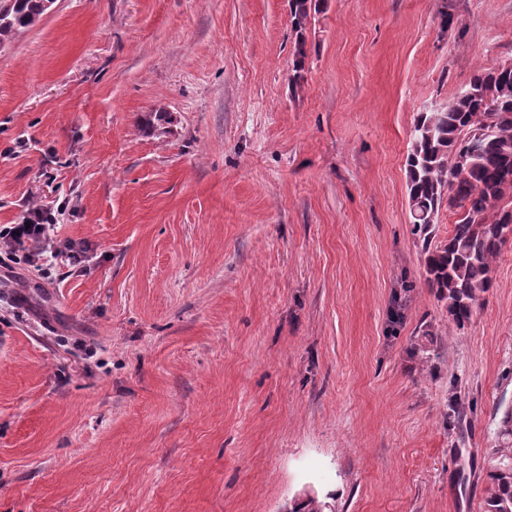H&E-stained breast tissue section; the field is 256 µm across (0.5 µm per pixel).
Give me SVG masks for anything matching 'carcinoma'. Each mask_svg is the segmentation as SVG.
<instances>
[{
	"mask_svg": "<svg viewBox=\"0 0 512 512\" xmlns=\"http://www.w3.org/2000/svg\"><path fill=\"white\" fill-rule=\"evenodd\" d=\"M316 6L314 0H289L298 81L303 79L305 32ZM44 14L42 0H0V48ZM170 121V113L158 106L138 118L137 129L150 135ZM406 170L411 224L423 238L426 280L461 325L492 288L493 261L512 235V68L481 66L447 106L418 113ZM444 207L458 219L448 240L433 247L432 227ZM498 442L485 512H512V411L501 420Z\"/></svg>",
	"mask_w": 512,
	"mask_h": 512,
	"instance_id": "carcinoma-1",
	"label": "carcinoma"
}]
</instances>
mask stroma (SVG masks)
I'll return each mask as SVG.
<instances>
[{"instance_id": "obj_1", "label": "stroma", "mask_w": 512, "mask_h": 512, "mask_svg": "<svg viewBox=\"0 0 512 512\" xmlns=\"http://www.w3.org/2000/svg\"><path fill=\"white\" fill-rule=\"evenodd\" d=\"M305 51L288 0H56L0 48V225L65 198L88 252L0 268V512H485L512 241L457 325L405 161L512 0H319ZM171 121L170 113L161 106L151 109L142 114L137 121V129L145 134L164 132L167 124Z\"/></svg>"}]
</instances>
